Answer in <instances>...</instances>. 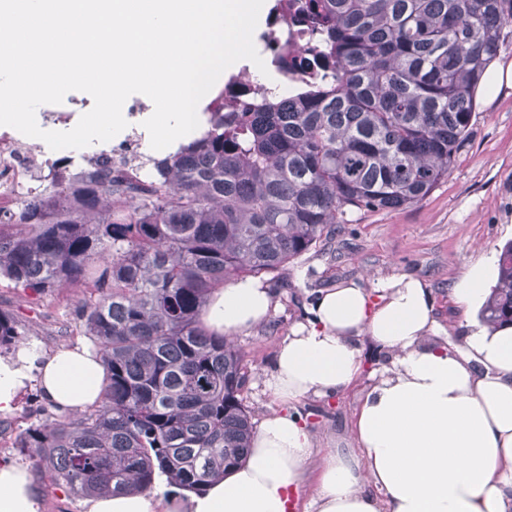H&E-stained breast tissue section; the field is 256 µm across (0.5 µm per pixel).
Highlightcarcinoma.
Listing matches in <instances>:
<instances>
[{
	"mask_svg": "<svg viewBox=\"0 0 512 512\" xmlns=\"http://www.w3.org/2000/svg\"><path fill=\"white\" fill-rule=\"evenodd\" d=\"M512 0H304L324 69L287 98L203 109V128L142 193L112 173L50 188L0 219V277L35 294L73 286L106 369L100 401L27 429L40 478L82 495L168 484L200 491L244 461V355L201 312L224 282L282 271L349 208L423 200L471 133L473 92ZM482 310L512 323V242ZM21 333L0 310V350Z\"/></svg>",
	"mask_w": 512,
	"mask_h": 512,
	"instance_id": "obj_1",
	"label": "carcinoma"
}]
</instances>
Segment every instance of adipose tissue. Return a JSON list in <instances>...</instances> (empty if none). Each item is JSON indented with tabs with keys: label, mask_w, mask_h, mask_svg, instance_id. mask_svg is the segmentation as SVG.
Segmentation results:
<instances>
[{
	"label": "adipose tissue",
	"mask_w": 512,
	"mask_h": 512,
	"mask_svg": "<svg viewBox=\"0 0 512 512\" xmlns=\"http://www.w3.org/2000/svg\"><path fill=\"white\" fill-rule=\"evenodd\" d=\"M497 281L488 252L450 288L467 318L454 353L431 341L434 300L420 278L326 289L308 321L276 347L264 386L283 409L261 420L244 464L199 494L118 493L89 499L86 512H291L311 436L287 407L348 388L360 374L356 343L364 336L394 358L356 415L358 450L325 457L315 512H512V325L494 327L476 315ZM275 307L270 288L245 277L218 289L202 319L231 339L266 323ZM105 377L92 347L23 344L0 356V415L12 414L33 384L58 411L80 412L98 400ZM39 509L29 466L0 463V512Z\"/></svg>",
	"instance_id": "ef3b65f1"
}]
</instances>
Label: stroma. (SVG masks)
<instances>
[{"mask_svg": "<svg viewBox=\"0 0 512 512\" xmlns=\"http://www.w3.org/2000/svg\"><path fill=\"white\" fill-rule=\"evenodd\" d=\"M512 242V89L501 90L494 101L475 105L473 134L457 155L448 178L419 203L399 209L352 211L343 224L331 227L325 244L288 264L284 271L264 275L275 293L271 318L249 333L238 335L248 371L244 404L253 423L278 410V402L262 386L273 363L278 342L297 322L307 320L319 291L336 284L412 274L430 289L441 341L461 345L466 332L463 315L449 289L464 266L482 253ZM80 291L65 288L35 295L0 278V309L15 317L24 341L44 349L91 344L85 328L77 327L74 305ZM362 372L341 394L310 396L294 403L311 435L306 461L307 479L295 489L293 512H307L318 491L317 474L326 455L357 447L354 421L364 394L380 376L392 353L370 337L357 343ZM36 388L19 398L17 410L0 416V462H29L17 448L18 434L41 423L48 410Z\"/></svg>", "mask_w": 512, "mask_h": 512, "instance_id": "1", "label": "stroma"}]
</instances>
